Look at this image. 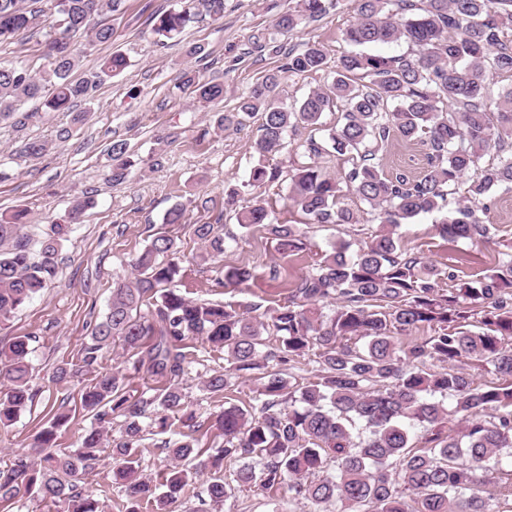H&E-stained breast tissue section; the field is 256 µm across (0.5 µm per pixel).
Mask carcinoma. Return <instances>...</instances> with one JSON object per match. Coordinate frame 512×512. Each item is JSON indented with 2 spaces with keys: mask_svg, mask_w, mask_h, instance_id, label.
<instances>
[{
  "mask_svg": "<svg viewBox=\"0 0 512 512\" xmlns=\"http://www.w3.org/2000/svg\"><path fill=\"white\" fill-rule=\"evenodd\" d=\"M225 0H179V7L152 15V32L174 39L195 23L224 17ZM354 16L345 39L356 46L403 41L410 53L383 57L351 52L336 60L332 81L310 91L299 103L280 101L282 74L301 76L326 64L323 47L283 51L269 33L254 44L282 56L281 68L265 74L242 98L237 111L219 116L218 127L238 126L261 114L256 152L266 157L288 146L312 162L289 174V199L310 224H354V212L341 205L354 195L381 218V227L351 259L341 242L290 287L274 308L256 316L223 302L197 301L171 287L180 272L173 236L157 231L133 260L140 277L116 281L105 317L91 329L77 368L61 365L52 381L66 386L83 371L95 372L81 390L80 403L97 424L84 430L76 449L58 447L57 432L70 420L55 411L36 436L31 452L0 468V500L20 491L36 493L62 512H102L99 500L78 485L79 475L95 468L104 447L103 425L119 419L112 439V474L126 494L127 512L145 504L168 512L188 492L192 472L173 467L159 478L142 473L138 453L146 434L169 431L170 414L179 415L180 438L161 447L180 461L193 455L199 465L218 468L227 456L241 465L228 477L216 476L196 495L193 512H218L243 488L285 486L289 498L313 512L338 505L337 512H512V473L501 468L503 450L512 449V245L509 258L482 277L457 288L441 286V271L401 248V220L454 204L436 225L450 241L480 242L490 233L487 214L494 191L512 185V86L498 88L492 76L512 75V0H353ZM339 0H300L299 9L279 12L278 33L292 31L300 18L316 22ZM124 0H52V20L25 0H0V43H12L43 23L51 32L45 45L49 85L27 66H0V120L23 127L32 117L22 111L30 100L46 112H68L88 99L98 81L74 79L75 41L87 35L112 42V26L94 21L117 13ZM128 58L114 52L102 58L100 72L116 76ZM183 90L211 102L224 98V84L185 77ZM341 108L336 126L322 141L300 137V129L320 125L324 112ZM393 138L427 148V166L408 178L385 170L382 151ZM496 158L485 162L490 151ZM48 151L39 139L21 153L38 159ZM109 180L124 182L133 167L128 144L112 141ZM322 157L344 159L350 167L337 179L320 165ZM470 174L466 194L451 202L456 185ZM282 171L256 165L248 185L262 188ZM90 201L77 203L67 223L51 224L34 254L27 247L25 214H0V322L45 290L56 273V257L71 225L82 222ZM237 225L269 227L283 256L298 249L295 224H275L262 204L235 213ZM209 261L223 250L214 225L197 224ZM260 278L257 268L224 273V284ZM147 313H142V309ZM475 329L463 328L476 310ZM434 334L407 348L394 332L420 325ZM275 344H270V338ZM200 338L227 354L228 366L201 381L221 396L237 380L254 373L257 388L248 409L229 405L211 427L224 447L210 452L197 434L203 424L188 409L182 381L188 364L187 340ZM29 336H17L0 349V369L9 385L0 392V427H8L31 408L39 389L31 384ZM118 344L158 379L154 394L133 398L126 375L98 371L101 351ZM493 367L499 382L478 385L459 366L462 359ZM301 360L319 365L306 382L282 373ZM428 432L425 446L412 443L413 430Z\"/></svg>",
  "mask_w": 512,
  "mask_h": 512,
  "instance_id": "carcinoma-1",
  "label": "carcinoma"
}]
</instances>
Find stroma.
I'll use <instances>...</instances> for the list:
<instances>
[{
  "instance_id": "35a3bbf8",
  "label": "stroma",
  "mask_w": 512,
  "mask_h": 512,
  "mask_svg": "<svg viewBox=\"0 0 512 512\" xmlns=\"http://www.w3.org/2000/svg\"><path fill=\"white\" fill-rule=\"evenodd\" d=\"M270 0H226L222 20L204 21L187 28L180 41L157 44L149 17L168 10L176 0H126L122 14L111 17V43H89L79 38L78 65L74 77L90 76L99 70L101 57L119 50L128 59L119 76L103 78L97 91L78 101L70 112H41L38 102L27 103L32 114L20 129L0 123V212L27 209L26 229L31 240H40L46 225L62 222L74 201L90 198L91 208L64 241L57 258L56 275L47 290L25 304L0 326V345L13 337L30 335L29 361L32 381L40 388L32 410L24 412L10 427L0 428V461L30 447L50 409L66 406L71 422L62 428L61 446L74 447L83 429L93 422L91 413L80 405L79 388L59 386L49 380L54 368L79 364L91 326L108 311L112 283L117 277L134 279L130 261L141 252L150 234L168 229L181 250V272L177 288L197 300L222 301L247 310L258 304L268 308L281 303L286 283L295 281L320 261L331 243L349 242L358 251L360 239L353 233L362 228L372 234L380 221L367 206L354 204L358 226L310 224L305 215L287 202V185L267 187L261 197L277 224L302 225L304 248L296 255L282 257L266 227L239 230L224 210L228 189H240V204L253 200L243 185L259 157L254 143L259 135L260 117L245 125L218 129L219 115L233 111L242 95L280 60L254 44L253 36L272 29L275 11ZM352 0H340L336 9L320 21H300L288 33L278 35L283 47L303 48L320 43L329 61L349 51L344 31L354 12ZM48 28L8 45H0V65L23 63L37 74H46L43 56ZM204 49L203 56L189 55L191 46ZM203 81L224 86L219 102L201 100L179 91L186 72ZM38 138L49 144L48 153L37 160L20 152L24 140ZM123 139L141 159V169L127 181H109L112 141ZM427 163L426 148L419 143L392 140L386 152V169L409 176L419 174ZM182 206L184 221L164 226L163 217L173 206ZM447 210L421 214L401 224L398 236L404 249L421 254L440 270L454 272L458 282L480 278L494 267L506 243L512 242V189L498 190L485 217L491 224V238L480 246L465 241L449 242L435 229ZM198 224L214 225L217 234L235 231L236 240L226 241L218 263L195 259L199 245L193 235ZM274 265L281 271L277 283L248 282L224 286V272L240 266ZM191 365L183 384L199 420H208L223 405L249 407L255 384L240 380L224 396L208 394L199 386L205 374L223 369L222 351L201 341L188 343ZM110 456H103L95 469L82 475L81 487L93 494L105 512H126L127 498L121 486L108 476Z\"/></svg>"
}]
</instances>
